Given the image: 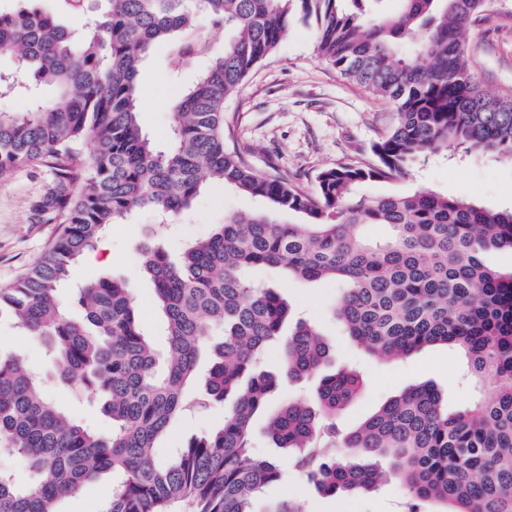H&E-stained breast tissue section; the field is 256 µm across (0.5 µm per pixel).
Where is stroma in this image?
Masks as SVG:
<instances>
[{"instance_id": "obj_1", "label": "stroma", "mask_w": 512, "mask_h": 512, "mask_svg": "<svg viewBox=\"0 0 512 512\" xmlns=\"http://www.w3.org/2000/svg\"><path fill=\"white\" fill-rule=\"evenodd\" d=\"M468 51L473 69L485 86L499 92L512 89V0H491L487 20L470 33ZM203 66V61H193L174 80L168 75L162 53L149 58L140 73V123L144 132L164 140L177 86L193 83ZM224 110L232 126L231 143L253 171L261 175L279 171L309 193L315 192L316 177L324 169L345 163H372L371 147L391 127L394 116L390 104L343 78L318 56L312 26L299 21L292 24L276 53L256 66L241 90L225 101ZM56 187L48 169L32 164L0 180V288L25 274L55 239L57 225L43 222L36 206ZM421 187L463 195L492 209L504 207L512 204V161L474 155L460 160L441 158L423 167L411 166L391 180L366 183L363 191L369 195H407ZM259 207V201L250 196L212 185L196 198L190 210L167 227L163 245L171 256H178L188 241L208 235L214 225L223 223L225 213L249 214ZM156 222L152 212L143 211L112 225L105 238V263L82 258L75 275L82 282L103 277L126 280L143 308L145 330L161 349L165 338L156 328L163 317L151 306L154 287L139 272L138 253L141 243L153 239ZM251 276L279 289L295 317L321 328L336 364L353 366L363 374L364 391L346 410L344 426H356L406 388L425 381L447 392L449 407L475 399L478 388L472 380L461 378L465 358L454 350L431 347L406 360L388 363L365 356L330 315L339 295L336 284L287 283L278 271L268 268L255 269ZM0 350L22 353L28 367L43 375L39 393L45 400L65 408L76 420L99 432L111 431L112 422L100 403L76 395L52 377L40 346L12 321L0 322ZM210 366L209 359H201L197 377L186 389L192 406L174 419L157 441L154 454L158 459L168 458L172 449L190 437L207 434L223 424V404L201 398ZM264 425V418L256 419L252 452L260 459L278 457L285 480L267 487L263 501L289 494L302 512H395L399 488L393 483L372 495H321L292 467L286 454L272 448Z\"/></svg>"}]
</instances>
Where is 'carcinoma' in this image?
<instances>
[{"mask_svg": "<svg viewBox=\"0 0 512 512\" xmlns=\"http://www.w3.org/2000/svg\"><path fill=\"white\" fill-rule=\"evenodd\" d=\"M9 2L0 8V54H19L20 67L0 78V97H25L30 108L0 111V178L26 164L52 171L58 189L39 212L59 234L28 274L0 288V319L38 337L61 381L102 400L112 431L44 401L23 355L0 353V447L35 476L20 486L0 472V512H59L105 473L112 497L101 512H170L183 500L196 512H301L290 495L256 508L263 490L283 481L277 459L252 454V422L262 413L268 439L326 496L369 494L392 478L404 512H512V272L484 260L512 251V206L488 209L428 188L358 192L450 150L512 160V95L488 92L467 54L489 0H396L394 11L388 0H104L95 16L86 0ZM204 20L224 29L222 51L202 32ZM293 20L314 21L318 55L396 111L372 145L376 164L325 169L314 194L285 175L254 173L225 136L224 101L278 49ZM159 45L173 75L189 60H208L172 106L164 148L139 124V75ZM46 85L56 94L44 101ZM211 182L264 208L224 214L176 261L157 243L139 247L166 353L143 331L124 282H87L62 299L72 265L109 225L142 209L167 221ZM286 213L302 223H284ZM368 224L388 226L391 238L368 242ZM257 267L340 285L334 317L367 355L402 360L446 345L464 353L490 392L450 410L441 390L421 383L342 433L336 415L363 385L345 368L321 377L312 402L270 408L278 378L308 379L332 350L311 323L284 332L289 306L247 277ZM214 329L222 340L207 348L201 337ZM276 345L278 377L258 370ZM205 348V395L235 401L220 429L160 461L152 448L183 411ZM337 447L347 455L336 458Z\"/></svg>", "mask_w": 512, "mask_h": 512, "instance_id": "carcinoma-1", "label": "carcinoma"}]
</instances>
